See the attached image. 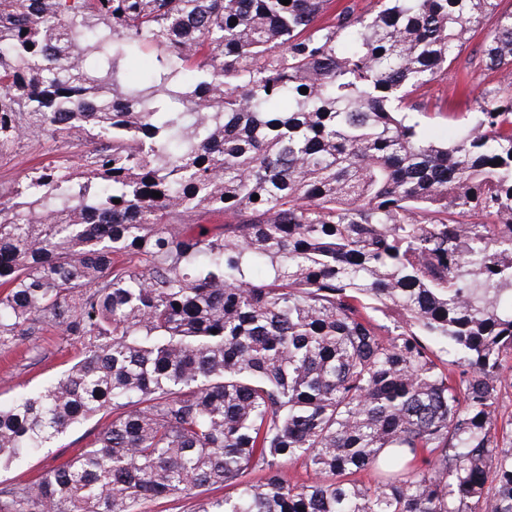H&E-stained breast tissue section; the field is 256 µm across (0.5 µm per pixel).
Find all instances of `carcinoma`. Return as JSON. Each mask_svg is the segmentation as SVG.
I'll list each match as a JSON object with an SVG mask.
<instances>
[{
  "label": "carcinoma",
  "mask_w": 512,
  "mask_h": 512,
  "mask_svg": "<svg viewBox=\"0 0 512 512\" xmlns=\"http://www.w3.org/2000/svg\"><path fill=\"white\" fill-rule=\"evenodd\" d=\"M378 2L0 0V155L103 140L0 203V350L38 322L86 343L0 404V469L112 411L0 512L202 487L235 493L196 512H512V94L443 144L415 119L486 25L481 63L512 79V10ZM295 460L312 481L281 476ZM504 371L507 379L502 383L498 406L496 411V425L501 440V435L512 431V355L504 359Z\"/></svg>",
  "instance_id": "cac0c4a2"
}]
</instances>
